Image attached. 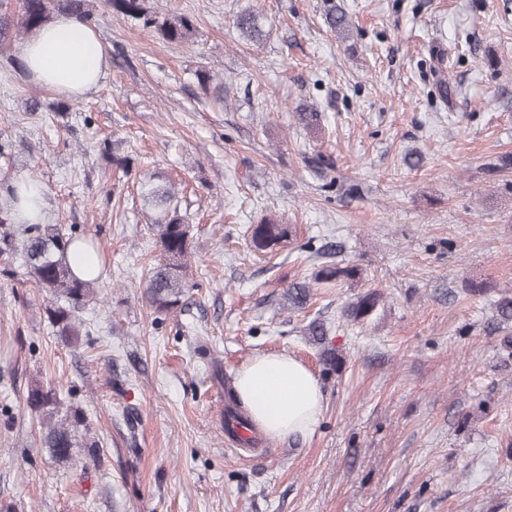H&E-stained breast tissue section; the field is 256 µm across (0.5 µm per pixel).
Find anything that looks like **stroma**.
Returning <instances> with one entry per match:
<instances>
[{
    "label": "stroma",
    "mask_w": 512,
    "mask_h": 512,
    "mask_svg": "<svg viewBox=\"0 0 512 512\" xmlns=\"http://www.w3.org/2000/svg\"><path fill=\"white\" fill-rule=\"evenodd\" d=\"M336 2L344 40L326 0H148L192 18L189 46L98 6L108 70L83 98L35 84L21 39L0 45V189L37 177L47 223L95 238L103 270L73 345L23 267L0 275V410L14 415L0 512H512V347L488 327L512 290V169L498 168L512 156V0ZM243 9L263 14L260 42L239 38ZM149 180L171 184L192 235L189 305L160 326L141 298L157 254ZM265 217L292 228L269 253L246 233ZM327 260L357 277L316 281ZM296 283L311 290L302 309L284 297ZM372 289L377 311L346 321ZM315 318L331 327L322 345L303 333ZM282 351L319 378L322 418L245 453L224 436L225 387ZM37 384L82 408L102 465L42 447L24 403ZM331 2L327 5L325 10V19L328 24V27L332 32H335L336 35L342 36L346 32L350 30L351 23L348 18V15L339 5H336V2L333 0H326ZM382 295L377 290H369L356 297L344 309L346 320L352 323H361L370 318L380 304Z\"/></svg>",
    "instance_id": "stroma-1"
}]
</instances>
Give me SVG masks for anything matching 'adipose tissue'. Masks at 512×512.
<instances>
[{
  "label": "adipose tissue",
  "mask_w": 512,
  "mask_h": 512,
  "mask_svg": "<svg viewBox=\"0 0 512 512\" xmlns=\"http://www.w3.org/2000/svg\"><path fill=\"white\" fill-rule=\"evenodd\" d=\"M21 59L35 83L70 97L94 92L108 68L98 34L65 13L23 45ZM232 396L269 439L313 432L324 407L318 379L285 352L259 354L242 365L233 380Z\"/></svg>",
  "instance_id": "1"
}]
</instances>
